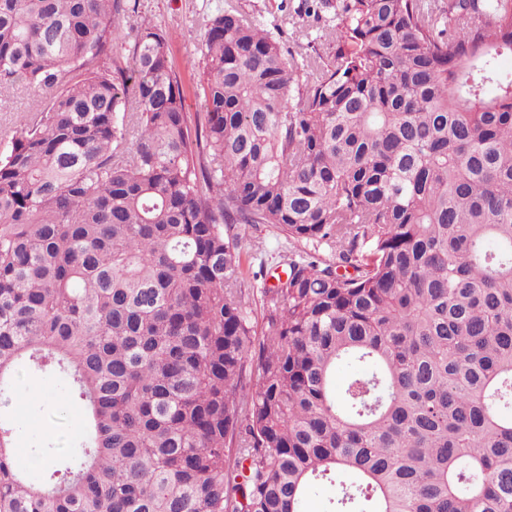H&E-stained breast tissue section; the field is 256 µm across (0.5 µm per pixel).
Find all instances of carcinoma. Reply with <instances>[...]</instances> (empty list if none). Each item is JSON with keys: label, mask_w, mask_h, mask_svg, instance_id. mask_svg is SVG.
Here are the masks:
<instances>
[{"label": "carcinoma", "mask_w": 512, "mask_h": 512, "mask_svg": "<svg viewBox=\"0 0 512 512\" xmlns=\"http://www.w3.org/2000/svg\"><path fill=\"white\" fill-rule=\"evenodd\" d=\"M129 2L0 0V512H512V0H339L302 57L227 0L194 123ZM21 370L86 415L39 478ZM31 97L23 89L11 90L0 96V131L13 127L17 117L30 109ZM261 240H263L266 244V250L268 253L266 260L268 259V262L260 268L259 260L251 259V254H253L255 251L253 245L256 244L257 241ZM276 252L277 243L275 241L273 232L268 227H266V225L261 224L257 227L249 226L246 228L241 241V254L246 268L248 269L249 267L250 278L252 277V272H260L262 274V276H260L259 280L256 282L258 285L262 282V278L269 279V273L272 271L271 256H276Z\"/></svg>", "instance_id": "1"}]
</instances>
